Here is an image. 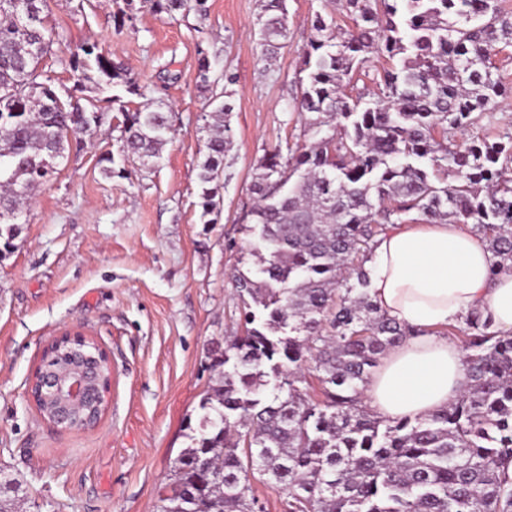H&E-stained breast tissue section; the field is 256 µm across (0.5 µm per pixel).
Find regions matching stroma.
I'll list each match as a JSON object with an SVG mask.
<instances>
[{"instance_id": "stroma-1", "label": "stroma", "mask_w": 512, "mask_h": 512, "mask_svg": "<svg viewBox=\"0 0 512 512\" xmlns=\"http://www.w3.org/2000/svg\"><path fill=\"white\" fill-rule=\"evenodd\" d=\"M288 36L274 57L258 42L259 0H208L207 13L153 12L145 0L123 27L112 0H49L62 41L42 65L59 86L64 61L94 42L127 68L136 92L112 90L94 138L71 146L35 193L11 247L0 244V469L27 492L23 512H160V494L187 444L224 339L242 330L234 274L257 259L244 215L267 153L302 141L292 91L324 0H287ZM231 89L233 147L224 158L213 223L200 206L209 94ZM212 91V92H213ZM167 112L171 132L154 167L121 159L122 114ZM115 156L104 174L102 154ZM83 325L112 354L110 405L92 430L43 420L28 379L52 336Z\"/></svg>"}]
</instances>
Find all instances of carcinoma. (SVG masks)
<instances>
[{
	"label": "carcinoma",
	"instance_id": "cac0c4a2",
	"mask_svg": "<svg viewBox=\"0 0 512 512\" xmlns=\"http://www.w3.org/2000/svg\"><path fill=\"white\" fill-rule=\"evenodd\" d=\"M112 18H131L135 0ZM173 15L207 12L208 0H150ZM264 54L280 49L287 0H259ZM47 0H0V224L8 238L33 190L64 157L63 131L91 132L105 118L85 94L137 88L95 43L71 54L72 87L39 69L59 34ZM350 24L315 14L302 51L306 76L295 110L310 143H286L255 168L250 210L255 276L235 275L244 335L229 336L200 400L188 445L174 460L160 512H256L251 479L286 492L285 512H512V337L466 318V382L434 414L379 420L358 407L360 389L411 329L380 313L364 269L386 224H471L512 261V131L461 142L464 131L511 93L494 58L512 45L501 0H342ZM375 53L384 60L374 98L352 80ZM232 93L213 94L200 166L202 216L219 193L233 143ZM170 124L159 108L124 113L122 151L155 163ZM356 282H350L351 278ZM324 400L307 394L306 374ZM0 512H16L21 483L0 472Z\"/></svg>",
	"mask_w": 512,
	"mask_h": 512
}]
</instances>
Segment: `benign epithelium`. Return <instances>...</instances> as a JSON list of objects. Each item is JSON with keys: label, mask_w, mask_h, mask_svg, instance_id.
<instances>
[{"label": "benign epithelium", "mask_w": 512, "mask_h": 512, "mask_svg": "<svg viewBox=\"0 0 512 512\" xmlns=\"http://www.w3.org/2000/svg\"><path fill=\"white\" fill-rule=\"evenodd\" d=\"M45 361L60 356L71 362L78 373L62 379L55 371L37 367L29 378L28 392L31 399L36 397L59 398V405L47 421L64 431H77V412L81 409H96L106 413L109 406V391L112 378V359L108 351L92 336L80 328L64 331L54 338L43 350Z\"/></svg>", "instance_id": "obj_1"}]
</instances>
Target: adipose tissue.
Instances as JSON below:
<instances>
[{
    "instance_id": "obj_1",
    "label": "adipose tissue",
    "mask_w": 512,
    "mask_h": 512,
    "mask_svg": "<svg viewBox=\"0 0 512 512\" xmlns=\"http://www.w3.org/2000/svg\"><path fill=\"white\" fill-rule=\"evenodd\" d=\"M369 293L388 318L414 336L390 349L365 387L381 418L425 416L459 397L465 368L459 347L436 328L472 310L512 334V265L463 224H419L381 235L369 259Z\"/></svg>"
}]
</instances>
